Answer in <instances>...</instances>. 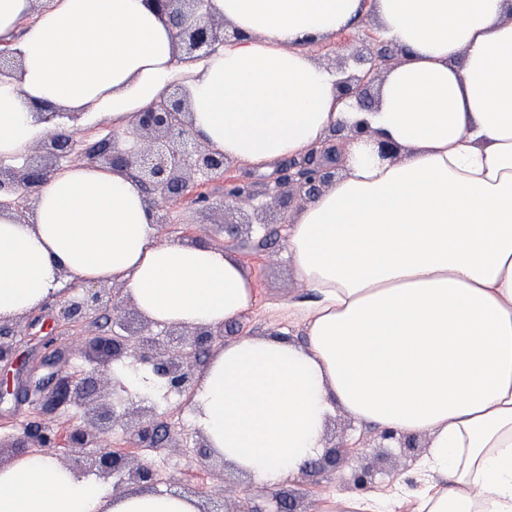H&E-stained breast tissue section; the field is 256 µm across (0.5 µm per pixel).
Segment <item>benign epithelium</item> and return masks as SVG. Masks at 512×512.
<instances>
[{
  "label": "benign epithelium",
  "mask_w": 512,
  "mask_h": 512,
  "mask_svg": "<svg viewBox=\"0 0 512 512\" xmlns=\"http://www.w3.org/2000/svg\"><path fill=\"white\" fill-rule=\"evenodd\" d=\"M157 12L169 18L175 29L174 37L178 52L186 57L209 50L224 42L230 26L203 11L204 0H149ZM398 49L375 35L344 57L341 70H350L339 81L338 90L344 98H352L365 110L375 102L372 90L383 74L398 62ZM188 105L182 89L154 101L138 112L132 123V132L147 141V146L137 152L119 147L115 135L103 138L97 147L86 154V159L104 160L109 166L135 174L136 182L146 190V199L156 212V223H167L171 205L186 197L191 178L226 174L229 161L224 154L201 145L190 134L187 120ZM368 133L361 125L338 124L329 131L320 146L309 149L301 158L281 170L271 186L258 191L235 178L224 179V201L220 206L229 210H259L255 206L258 197L266 196L280 208H285L295 196L312 198L322 188L336 180V169L341 163L340 147ZM70 136L53 133L42 145V160L19 169L0 168V189L18 188L17 210L24 218L32 212L38 186L54 176L62 168L66 157L62 151L70 146ZM263 233L256 235L254 224H226L224 235L241 241L252 250L265 249V239L273 234L281 236L277 221L260 223ZM125 299L118 292H110L93 283L80 285L77 293L63 298L59 317L75 326L94 324L107 311H124ZM16 321L0 322V363L14 355L13 336L17 335ZM224 342V327L196 326L191 333H184L179 326L167 328L165 340L152 336L150 323L141 314L129 318L123 315L113 318L112 331L92 334L75 348L93 362L112 363L132 372L148 370L156 379L160 392L190 396L197 386L201 357L208 355ZM61 352L55 350L44 358L40 367L50 368L46 377L32 376L29 389L41 396L40 410L55 413L71 405L88 406L97 393L95 371L61 376L54 371ZM111 400L94 407L92 417L80 425H71L60 433L40 422L29 423L23 432L19 447L34 452H51L63 447L69 460L63 466L75 473L95 472L113 480V491L121 492L130 487L152 488L159 482L157 471L145 462L133 463L123 450L100 451L98 447L118 424L133 427L135 447L154 448L170 438L171 431L152 419H134L129 386L117 375H112ZM368 446L358 438L339 446L325 448L323 455L306 462L301 470L303 478H314L325 471H339L340 464L350 456L367 454ZM352 489L368 492L375 487V474L368 468L355 471L351 478ZM243 491L233 484L224 485V499L239 501L234 512H259L241 500ZM265 512H298L292 494L281 490L271 495Z\"/></svg>",
  "instance_id": "1"
}]
</instances>
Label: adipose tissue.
I'll return each instance as SVG.
<instances>
[{
    "label": "adipose tissue",
    "instance_id": "ef3b65f1",
    "mask_svg": "<svg viewBox=\"0 0 512 512\" xmlns=\"http://www.w3.org/2000/svg\"><path fill=\"white\" fill-rule=\"evenodd\" d=\"M237 30L179 62L144 0H0V158L46 138L42 112L121 126L172 85L190 132L259 169L302 154L339 123L401 151L356 144L345 175L288 222L286 258L320 299L298 345L246 337L214 349L189 400L211 448L257 485L296 480L335 409L401 436L424 434L415 490L333 497V512H512V0H374L405 52L375 103L339 96L308 50L363 0H207ZM0 191V321L52 300L64 279L118 281L161 326H220L257 301L241 262L159 236L140 189L111 168L67 166L20 218ZM183 492L108 494L53 456L0 467V512H200Z\"/></svg>",
    "mask_w": 512,
    "mask_h": 512
}]
</instances>
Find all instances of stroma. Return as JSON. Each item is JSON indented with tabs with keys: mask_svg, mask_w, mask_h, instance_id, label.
<instances>
[{
	"mask_svg": "<svg viewBox=\"0 0 512 512\" xmlns=\"http://www.w3.org/2000/svg\"><path fill=\"white\" fill-rule=\"evenodd\" d=\"M375 30L372 17L365 14L350 28L337 34L334 40L313 44L309 51L319 63L334 69L347 48L360 46L362 40ZM202 189L213 199V208H201L189 199L176 204L170 212L168 224L159 229L161 238L187 242L200 234L209 244L224 245L227 252L243 261L254 278L258 301L256 307L239 320L240 336L280 335L304 343V325L300 318L289 314L288 305L292 302L313 303L318 298L316 291L296 279L284 251L256 254L243 245L225 243V224L244 222L246 216L221 207L222 178L204 182ZM81 333V328L59 322L58 306L54 303L23 314L21 330L15 338L14 357L0 363V390L5 393L0 399V462L8 464L16 460L20 454L16 444L24 427L39 417L38 408L24 393L34 368L49 349H67L70 341L79 338ZM143 408L148 414L172 423L176 434L171 441L158 448H136L132 445L129 431L118 427L109 434L108 442L112 447L129 451L132 459L149 463L157 469L161 489H176L198 497L204 502L207 512H215L220 507L222 489L226 484L248 488L254 495L262 493V486L252 484L234 464L216 456L206 461L199 459L189 443L196 440L200 429L184 398L155 396L144 402ZM415 442L417 448L411 455L399 448H373L364 459L344 462L339 473L325 472L309 481L290 483L289 488L297 499L300 512H328L331 499L336 494L348 493V477L365 463L380 473L399 470L401 479L408 485H419L418 461L426 452L429 440L427 436L419 435Z\"/></svg>",
	"mask_w": 512,
	"mask_h": 512,
	"instance_id": "1",
	"label": "stroma"
}]
</instances>
